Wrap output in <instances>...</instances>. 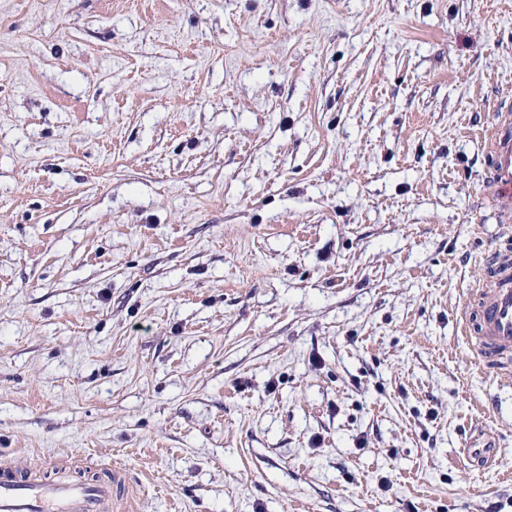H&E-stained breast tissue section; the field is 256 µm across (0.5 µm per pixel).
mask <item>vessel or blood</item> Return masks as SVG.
I'll list each match as a JSON object with an SVG mask.
<instances>
[{
    "label": "vessel or blood",
    "instance_id": "1",
    "mask_svg": "<svg viewBox=\"0 0 512 512\" xmlns=\"http://www.w3.org/2000/svg\"><path fill=\"white\" fill-rule=\"evenodd\" d=\"M490 157L484 175L502 223L512 222V101L500 107L487 134ZM486 284L475 289L476 310L464 317L460 333L472 345L478 365L512 386V251H493L485 261ZM111 479L48 480L0 466V512H108Z\"/></svg>",
    "mask_w": 512,
    "mask_h": 512
}]
</instances>
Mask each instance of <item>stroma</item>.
I'll return each mask as SVG.
<instances>
[{"label":"stroma","mask_w":512,"mask_h":512,"mask_svg":"<svg viewBox=\"0 0 512 512\" xmlns=\"http://www.w3.org/2000/svg\"><path fill=\"white\" fill-rule=\"evenodd\" d=\"M510 93L497 0H0V463L109 466L112 512H512L458 327Z\"/></svg>","instance_id":"1"}]
</instances>
